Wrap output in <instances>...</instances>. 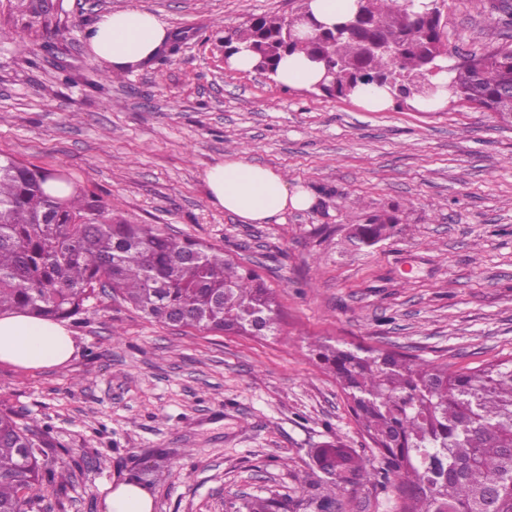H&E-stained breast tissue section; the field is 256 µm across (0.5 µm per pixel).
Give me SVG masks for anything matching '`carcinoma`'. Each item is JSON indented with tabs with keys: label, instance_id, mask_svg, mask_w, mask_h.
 Returning a JSON list of instances; mask_svg holds the SVG:
<instances>
[{
	"label": "carcinoma",
	"instance_id": "carcinoma-1",
	"mask_svg": "<svg viewBox=\"0 0 512 512\" xmlns=\"http://www.w3.org/2000/svg\"><path fill=\"white\" fill-rule=\"evenodd\" d=\"M437 0H355L351 18L331 27L295 15H260L224 37L257 70L274 71L286 54L324 63L318 88L348 97L361 85L387 88L400 102L447 58ZM24 12L51 23L49 0H21ZM310 35L300 40L297 27ZM448 89L466 103L512 123V43L449 65ZM392 218L373 215L354 236L368 244ZM107 294L166 326L210 333H278L281 308L255 269L224 250L152 224H129L74 179L0 154V315L61 321ZM349 408L381 457V467L338 446L317 454L333 467L330 492L311 498L334 512L336 490L356 481L393 486L399 512H512V359L450 373L416 356L371 347H317ZM51 443L38 426L0 410V512H35L37 486L65 487L68 471L48 466ZM256 498L248 512H280Z\"/></svg>",
	"mask_w": 512,
	"mask_h": 512
}]
</instances>
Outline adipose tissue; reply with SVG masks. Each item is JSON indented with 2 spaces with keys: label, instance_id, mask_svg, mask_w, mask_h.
<instances>
[{
  "label": "adipose tissue",
  "instance_id": "adipose-tissue-1",
  "mask_svg": "<svg viewBox=\"0 0 512 512\" xmlns=\"http://www.w3.org/2000/svg\"><path fill=\"white\" fill-rule=\"evenodd\" d=\"M93 59L125 73L154 58L169 37L167 23L138 8L102 14L84 33ZM324 75L322 62L305 54L283 57L274 79L283 86L312 87ZM204 180L211 202L246 224H265L288 210H306L315 202L301 187H289L271 168L229 157L210 167ZM75 353L70 330L57 322L24 313L0 316V362L21 367L67 363Z\"/></svg>",
  "mask_w": 512,
  "mask_h": 512
}]
</instances>
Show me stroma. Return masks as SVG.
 <instances>
[{"label":"stroma","instance_id":"stroma-1","mask_svg":"<svg viewBox=\"0 0 512 512\" xmlns=\"http://www.w3.org/2000/svg\"><path fill=\"white\" fill-rule=\"evenodd\" d=\"M52 28L0 0V153L69 172L113 216L157 224L243 257L271 283L282 332L185 333L100 296L66 320L64 365L0 362V409L46 429L69 466L40 512H103L110 489L162 466L152 512H246L254 496L314 512L329 443L377 464L311 342L371 346L473 369L512 357V126L455 102L438 111L354 98L231 69L215 31L303 0H52ZM491 0H438L451 56L512 38ZM142 8L172 29L170 52L96 78L85 31ZM67 28L59 39L58 28ZM270 167L312 208L245 224L214 206L204 173L226 156ZM394 215L386 239L354 225ZM396 493L356 484L336 512H398Z\"/></svg>","mask_w":512,"mask_h":512}]
</instances>
